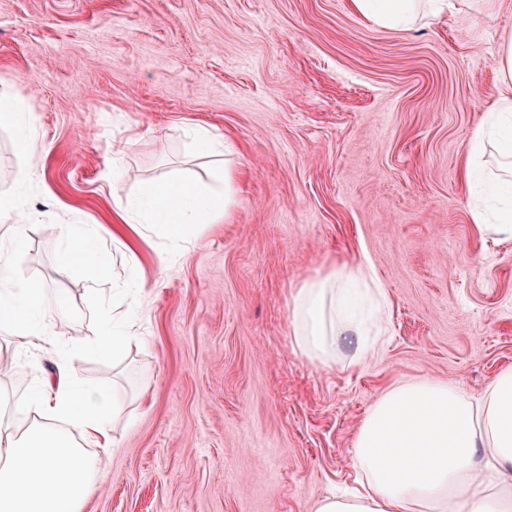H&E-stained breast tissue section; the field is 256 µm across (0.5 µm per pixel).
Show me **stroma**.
<instances>
[{"label":"stroma","mask_w":512,"mask_h":512,"mask_svg":"<svg viewBox=\"0 0 512 512\" xmlns=\"http://www.w3.org/2000/svg\"><path fill=\"white\" fill-rule=\"evenodd\" d=\"M507 30L512 0L410 30L351 0H0V81L41 146L19 185L25 133L0 122V193L31 215L13 275L63 299V353L122 408L83 512H315L353 484L385 391L433 378L475 395L512 367V240L480 233L464 178ZM196 125L223 155L190 143ZM225 169L238 192L222 222L178 239L143 224L131 251L104 237L107 279L63 262L53 226L109 228L147 187ZM342 261L380 280L387 332L360 361L323 363L297 344L293 296ZM118 304L143 312L132 342L86 352ZM54 368L0 375V423Z\"/></svg>","instance_id":"obj_1"}]
</instances>
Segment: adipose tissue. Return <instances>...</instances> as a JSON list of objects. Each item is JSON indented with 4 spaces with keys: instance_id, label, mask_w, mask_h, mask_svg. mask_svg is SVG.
<instances>
[{
    "instance_id": "obj_1",
    "label": "adipose tissue",
    "mask_w": 512,
    "mask_h": 512,
    "mask_svg": "<svg viewBox=\"0 0 512 512\" xmlns=\"http://www.w3.org/2000/svg\"><path fill=\"white\" fill-rule=\"evenodd\" d=\"M500 0H352L374 24L407 28L418 19H448L498 12ZM503 90L492 100L468 146L473 193L491 201L476 207V223L495 238L512 239V32H504L497 58ZM500 158V174H488V149ZM236 194L231 173L219 188L201 190L186 180L149 189L143 203L123 209L122 223L163 224L172 237L184 225L215 224L229 214ZM66 264L107 278L110 268L87 234L60 229ZM0 245V328L18 353L58 351L61 339L45 316L64 306L37 283L14 281ZM388 302L381 284L359 264L342 263L303 283L293 298L295 334L304 352L333 361L342 342L363 356L364 336L379 328ZM131 314L113 311L93 323L86 347L120 352ZM72 359L56 362L52 377L38 380L31 404L37 415L22 430L0 427V512H81L93 488L108 476L116 446L111 424L121 407L106 389L81 381ZM350 463L360 487L325 497L316 512H512V368L501 370L479 395L454 384L423 379L396 386L371 406L358 428Z\"/></svg>"
}]
</instances>
